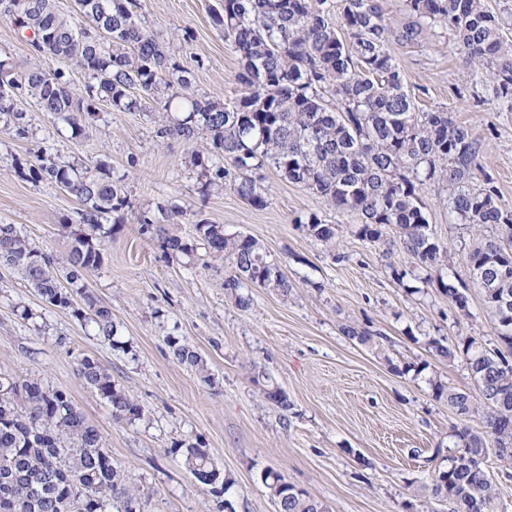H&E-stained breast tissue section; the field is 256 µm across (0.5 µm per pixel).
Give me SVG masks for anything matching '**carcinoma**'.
<instances>
[{
	"label": "carcinoma",
	"instance_id": "cac0c4a2",
	"mask_svg": "<svg viewBox=\"0 0 512 512\" xmlns=\"http://www.w3.org/2000/svg\"><path fill=\"white\" fill-rule=\"evenodd\" d=\"M211 19L240 55L236 79L244 92L233 99L200 96L190 72L174 50L146 25L140 0H75L63 15L54 0H0V17L21 33L33 53L48 63L25 70L0 52V119L17 139L29 134L31 118L19 103L80 131L98 119L102 107L114 112H156V136L194 143L191 161L200 167V192L233 186L253 207L267 205L256 174L270 169L281 179L321 197L336 211L353 212L360 239L385 244L410 260L409 269L390 266L393 280L408 276L437 288L467 311L468 288L450 275L447 243L430 229L421 190L428 182L445 188L448 209L480 236L464 260L501 347L486 348L473 336L456 342L431 338L438 358L464 360L475 382L472 392L440 381L431 383L461 422L478 419L484 433L466 425L455 430L460 446L446 468L435 470L431 496L448 512H486L493 482L483 468L485 437L498 456L512 458V210L499 204L490 178L475 184L481 171V142L444 109L420 111L404 74L389 50L393 40L412 42L425 31L451 34L459 54L483 70L494 99L512 110V41L504 36L508 18L484 0H406L415 21L394 27L376 0H345L333 12L331 0H220ZM73 62L88 73L85 94L73 92L69 75L51 62ZM18 174L46 182L77 198L81 219L91 229L75 234L65 265L0 224V267L16 268L48 304L68 309L95 325L97 335L120 347L109 308L96 302L84 281L101 263L102 242L94 235L102 220L131 208L121 181L103 160L62 165L44 154ZM185 208L160 203L138 216L143 231L155 232L165 254L188 256L194 242L166 232ZM316 240L331 243L337 228L318 214L294 218ZM196 238L232 271L224 290L242 307L241 289L258 287L288 294L292 283L269 258L258 239L224 233L219 224L195 223ZM393 237H388V233ZM340 331L361 345L382 349L378 334L355 323ZM173 357L211 381L203 358L175 336L167 339ZM508 353H503L502 349ZM77 375L95 389L117 420H135L141 406L88 355ZM186 470L202 485L217 472L201 442L174 446ZM263 482L278 512H312L306 491L278 472ZM140 497L124 485L104 448L99 430L64 392L30 379L0 376V512H130Z\"/></svg>",
	"mask_w": 512,
	"mask_h": 512
}]
</instances>
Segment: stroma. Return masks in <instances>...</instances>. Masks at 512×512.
Returning a JSON list of instances; mask_svg holds the SVG:
<instances>
[{"label":"stroma","mask_w":512,"mask_h":512,"mask_svg":"<svg viewBox=\"0 0 512 512\" xmlns=\"http://www.w3.org/2000/svg\"><path fill=\"white\" fill-rule=\"evenodd\" d=\"M213 0H141L149 26L181 38L180 58L198 95L241 93L239 56L210 19ZM392 55L416 94L418 109L442 108L482 142L481 165L512 210V112L495 100H473L477 85L452 35L411 43L391 42ZM29 138L18 140L0 122V224L17 230L54 258L70 251L81 232L80 203L46 183L21 180L16 163L46 151L62 164L102 159L122 178L133 203L122 222L104 221L103 259L86 281L112 310L119 347L99 338L92 323L47 304L15 270L0 269V375L37 380L65 392L95 424L125 484L137 490L144 512H275L261 476L267 470L321 501L328 512H432L427 485L455 456L457 416L436 399L431 380L474 390L464 361L433 360L426 342L473 336L494 347L497 337L482 292L468 290L460 312L437 289L412 293L390 276L401 253L361 240L357 219L329 210L307 189L263 173L267 206L258 210L227 186L201 196L191 151L155 134L150 116L104 112L72 134L32 112ZM136 166H129V158ZM430 227L447 242L459 280L473 244L436 185L423 192ZM172 201L188 215L171 233L195 235L196 218L223 225L262 243L292 283L288 295L252 288L248 309L224 291V265L203 248L189 257H166L136 215ZM315 213L339 228L336 252L310 237L295 217ZM342 253L336 261L334 253ZM29 318H21V310ZM353 320L383 334L385 354L355 344L339 332ZM177 336L205 360L202 379L173 358L168 336ZM97 360L127 390L143 413L114 421L109 405L77 375L76 358ZM280 389L289 409L266 399ZM200 439L215 467L233 485L223 496L196 483L174 442ZM483 466L497 488L488 512H512V463L488 449Z\"/></svg>","instance_id":"35a3bbf8"}]
</instances>
